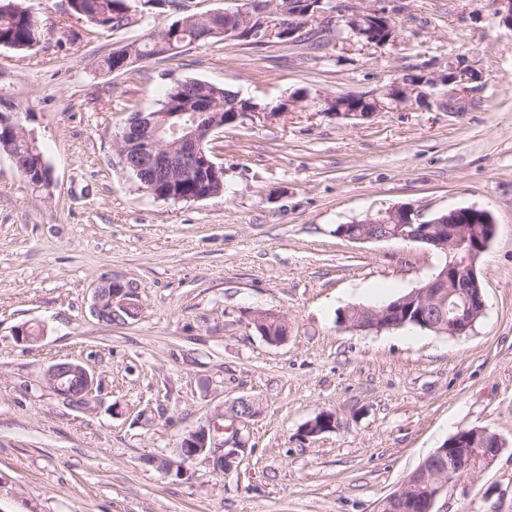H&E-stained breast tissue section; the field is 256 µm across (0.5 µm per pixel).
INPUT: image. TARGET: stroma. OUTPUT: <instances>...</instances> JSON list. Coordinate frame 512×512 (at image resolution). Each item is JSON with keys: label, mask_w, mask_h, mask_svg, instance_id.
Wrapping results in <instances>:
<instances>
[{"label": "stroma", "mask_w": 512, "mask_h": 512, "mask_svg": "<svg viewBox=\"0 0 512 512\" xmlns=\"http://www.w3.org/2000/svg\"><path fill=\"white\" fill-rule=\"evenodd\" d=\"M29 4L80 50L0 48V110L25 114L53 180L35 188L0 153V512H379L474 427L505 448L439 512H512V30L490 0H384L393 46L215 39L115 72L100 62L117 46L235 0H131L140 23L99 35L66 0ZM452 62L476 73L457 112L443 107ZM415 68L436 81L426 97L367 120L323 110V98L377 96ZM187 78L273 114L217 133L222 193L158 200L115 139L132 109ZM400 205L421 221L492 213L477 264L486 311L470 335L343 325L349 308L409 293L439 267L424 245L337 232ZM108 282L133 295L125 323L92 313ZM255 310L287 317L286 343L257 332ZM29 325L42 337L21 340ZM64 361L93 374L89 408L47 384ZM241 398L256 407L242 423ZM323 411L336 430L303 438ZM216 417L244 444L230 471L203 456L152 465L179 461L182 438Z\"/></svg>", "instance_id": "obj_1"}]
</instances>
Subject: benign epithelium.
<instances>
[{"instance_id": "7a95c632", "label": "benign epithelium", "mask_w": 512, "mask_h": 512, "mask_svg": "<svg viewBox=\"0 0 512 512\" xmlns=\"http://www.w3.org/2000/svg\"><path fill=\"white\" fill-rule=\"evenodd\" d=\"M334 12L332 0H286L282 4L275 0L262 4L246 0L244 6L236 8V11L226 12V15L233 16L232 22L206 33L205 37L238 41L262 34L266 39L277 37L292 42L308 20L322 18L329 21ZM344 25L350 28V36L370 46L384 47L397 40L396 26L384 8L357 11L345 19ZM473 75V70L467 66L448 64V111L461 107L466 84L473 79ZM431 84L432 80L424 75L409 79L404 77L386 88L384 97L400 101L413 93L422 96L423 88ZM381 106L382 101L377 98L349 93L324 99L326 112L352 120L368 119ZM260 112L262 109L257 107L246 112H233L223 119L221 114L214 112L210 100L185 98L183 107L174 112L138 113L117 136L121 145L120 155L125 165L151 182L159 199L199 201L201 197L183 196L175 188L187 179L205 183L224 177V168L207 157L205 141L219 128ZM367 224H384L388 226V234L383 237L369 234L365 229ZM495 232L492 214L473 207L438 212L429 220L417 224L409 208L397 206L369 216L360 223L342 226L340 236L353 242L398 239L420 243L449 255L460 245L468 244L464 261L455 259L448 262L440 273L388 307L348 310L343 315V323L359 331L378 332L414 323L453 337L470 334L486 311L476 257L485 252ZM106 287L110 288L107 301L96 300L93 304V311L99 318H105L110 312H129L136 307L126 286L110 282ZM46 380L57 395L78 408L89 404L95 385L94 375L83 365L74 362L51 365L46 371ZM337 425L335 414L323 412L306 423L303 437H316L336 429ZM222 431L224 426L214 421L188 433L179 448L181 458L189 460L202 455L210 456L215 469L221 470L222 463L238 455L235 448L223 453L216 450L215 434ZM503 449L504 442L495 433L483 428L472 432L461 430L427 457L429 468L418 471L423 480L432 484L427 498L412 496V484L407 481L386 500L385 505L399 507L408 503L413 512H436L437 502L448 494V484L438 473V468L444 462L455 465L462 478L473 479L489 468Z\"/></svg>"}]
</instances>
